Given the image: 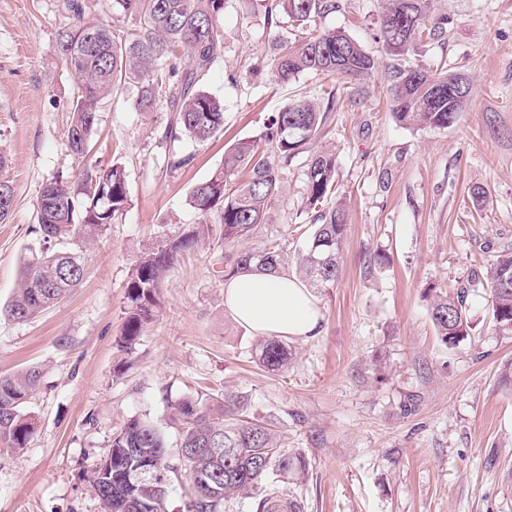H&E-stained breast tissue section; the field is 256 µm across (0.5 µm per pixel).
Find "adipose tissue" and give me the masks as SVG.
Segmentation results:
<instances>
[{"instance_id": "adipose-tissue-1", "label": "adipose tissue", "mask_w": 512, "mask_h": 512, "mask_svg": "<svg viewBox=\"0 0 512 512\" xmlns=\"http://www.w3.org/2000/svg\"><path fill=\"white\" fill-rule=\"evenodd\" d=\"M224 305L242 326L260 336L306 338L319 331L317 296L286 272L243 271L224 284Z\"/></svg>"}]
</instances>
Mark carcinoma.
I'll return each mask as SVG.
<instances>
[{"mask_svg": "<svg viewBox=\"0 0 512 512\" xmlns=\"http://www.w3.org/2000/svg\"><path fill=\"white\" fill-rule=\"evenodd\" d=\"M110 2L112 12L134 21V32L114 31L90 19L89 0H62V10L73 23L58 33V47L78 78L69 106L71 150L78 155L89 151L105 101L130 86L136 89V111L153 112L164 105L172 112L166 134L179 133L199 145L216 136L224 127V106L198 86V78L224 54L220 19L226 0ZM336 8V0H269L266 19L273 35L267 67L277 81L288 83L305 71L359 83L371 76L377 58L343 31L321 27L322 18ZM447 29L448 17L432 15L429 0H387L379 40L388 59L393 114L406 127H451L470 99L472 87L460 92L452 87L462 72L447 58L409 60ZM182 58L188 65L178 75L173 61ZM324 100L322 105L305 96L290 100L266 125L265 144L286 159L299 154L321 135L329 114L341 102L334 87L324 92ZM336 173V155L323 152L310 157L305 172L304 209L318 224L297 254L296 267L299 277L314 289L335 284L340 273L348 217L343 205L333 201ZM278 192V171L258 142H239L225 152L223 165L190 191L189 205L199 218L193 230L150 248L135 264L127 283L119 347L131 350L152 320L164 274L179 253L214 233L226 248L254 237ZM128 198L125 170L119 164L87 167L74 179L56 176L46 181L39 191L33 227L44 248L24 262L20 286L6 315L17 322L30 320L76 288L85 272L80 243L112 223ZM14 200L11 181L0 178V223L10 216ZM53 243L73 248L55 250ZM284 263L282 248L272 243L224 254L227 277L251 267L276 271ZM487 281L494 328L512 335V250L497 257ZM428 292L437 335L442 344L454 348L472 330L465 291L453 295L430 288ZM289 356L288 343L277 336L261 340L255 349V362L270 371L286 368ZM40 382L35 367L0 375L4 448L27 447L33 432L25 402L16 398L30 396ZM173 421L179 433L178 458L189 480L187 512H224V501L235 494L255 498V512H300L292 500L287 509L277 511L273 502L288 496L280 484L307 473V459L281 448L266 423L246 415L243 399L231 395L222 402L185 399L176 405ZM143 468L161 474V483L133 479ZM173 471L164 435L150 421L132 418L112 435L108 455L88 472L87 481L103 512H166Z\"/></svg>", "mask_w": 512, "mask_h": 512, "instance_id": "obj_1", "label": "carcinoma"}]
</instances>
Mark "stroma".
Segmentation results:
<instances>
[{"instance_id":"35a3bbf8","label":"stroma","mask_w":512,"mask_h":512,"mask_svg":"<svg viewBox=\"0 0 512 512\" xmlns=\"http://www.w3.org/2000/svg\"><path fill=\"white\" fill-rule=\"evenodd\" d=\"M60 0H0V176L15 188L0 223V309L12 299L43 183L87 165L124 166L130 201L86 252V272L65 299L24 322L0 313V374L39 368L24 406L37 422L27 448L0 447V512H103L86 474L128 420L151 421L174 465L168 512H184L188 476L178 460L174 405L186 398L244 397L282 448L309 472L287 485L302 512H512V336L492 326L487 271L512 248V0H431L448 16L447 56L473 83L455 125L414 130L390 106L386 67L362 89L304 72L277 83L259 61L272 33L265 0H227L224 58L200 85L224 102V129L198 145L169 137L166 108L140 113L132 89L111 95L86 157L68 144L75 76L57 33ZM385 0H340L322 26L378 52ZM335 85L343 104L305 152L275 158L280 193L261 239L294 254L313 231L303 208L306 164L321 151L339 162L336 196L348 211L342 269L318 291L317 335L290 339L285 370L258 366V335L224 307V247L214 238L182 252L159 290V312L131 353L120 351L126 286L145 249L185 233L192 187L241 139H261L293 95L320 99ZM174 155L189 165L171 170ZM483 191L475 201L474 191ZM390 262L379 266L377 254ZM464 289L473 330L454 348L438 339L430 289Z\"/></svg>"}]
</instances>
